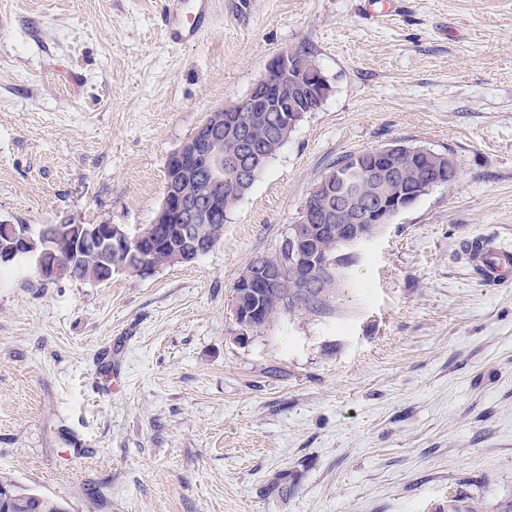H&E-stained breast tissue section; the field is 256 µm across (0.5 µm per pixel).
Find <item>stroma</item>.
<instances>
[{
    "instance_id": "1",
    "label": "stroma",
    "mask_w": 512,
    "mask_h": 512,
    "mask_svg": "<svg viewBox=\"0 0 512 512\" xmlns=\"http://www.w3.org/2000/svg\"><path fill=\"white\" fill-rule=\"evenodd\" d=\"M0 0V224L159 211L171 153L307 47L331 91L207 254L152 274L0 268V476L71 512H448L512 499V0ZM393 143L459 177L385 225L320 313L238 341L234 284L277 253L330 163ZM119 390H111L113 377ZM211 0H194L190 11H185L186 0H176L165 17L164 35L173 44L195 38L205 28ZM469 262L476 274L488 285L499 286L512 255L495 250L486 240L475 238L466 247Z\"/></svg>"
}]
</instances>
